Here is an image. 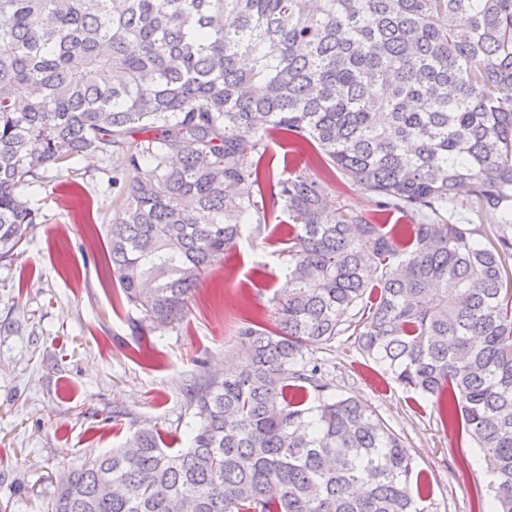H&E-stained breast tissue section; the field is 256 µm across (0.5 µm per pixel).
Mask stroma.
<instances>
[{"mask_svg":"<svg viewBox=\"0 0 512 512\" xmlns=\"http://www.w3.org/2000/svg\"><path fill=\"white\" fill-rule=\"evenodd\" d=\"M112 165L98 155L49 169L24 188L37 212L19 256L0 262V507L47 512L63 474L119 447L142 427L176 449L194 425L188 392L235 361L241 319L274 325L286 287L278 256L287 217L239 240L194 289L186 315L134 331L135 315L108 271L107 229L120 209ZM333 202L380 218L379 199L328 180ZM336 394L371 405L401 437L431 492L425 512H474L494 477L462 449L434 405L398 384L354 337L311 345Z\"/></svg>","mask_w":512,"mask_h":512,"instance_id":"1","label":"stroma"}]
</instances>
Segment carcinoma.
<instances>
[{"instance_id":"cac0c4a2","label":"carcinoma","mask_w":512,"mask_h":512,"mask_svg":"<svg viewBox=\"0 0 512 512\" xmlns=\"http://www.w3.org/2000/svg\"><path fill=\"white\" fill-rule=\"evenodd\" d=\"M1 16L0 262L38 219L20 189L86 153L121 159L112 188L129 176L108 258L138 329L178 321L269 211L289 220L280 319L242 321L245 361L190 390L187 448L140 428L64 474L50 512H421L401 438L308 355L346 333L491 462L474 512H512V0H0ZM273 133L408 223L274 171ZM460 208L496 216L495 244Z\"/></svg>"}]
</instances>
